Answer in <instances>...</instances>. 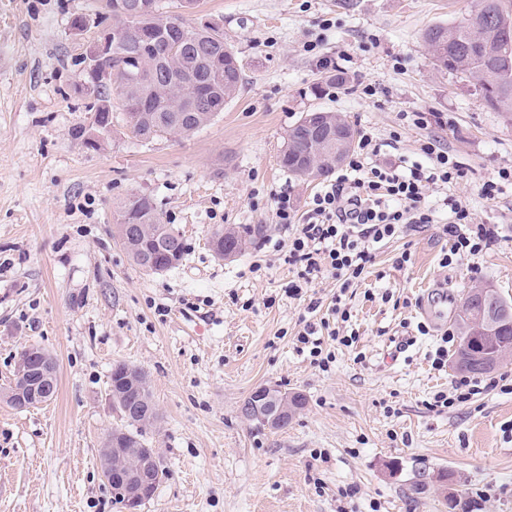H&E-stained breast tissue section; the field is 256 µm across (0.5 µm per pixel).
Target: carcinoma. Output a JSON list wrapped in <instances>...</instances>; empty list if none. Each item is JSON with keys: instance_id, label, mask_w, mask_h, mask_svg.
Masks as SVG:
<instances>
[{"instance_id": "obj_1", "label": "carcinoma", "mask_w": 512, "mask_h": 512, "mask_svg": "<svg viewBox=\"0 0 512 512\" xmlns=\"http://www.w3.org/2000/svg\"><path fill=\"white\" fill-rule=\"evenodd\" d=\"M139 0H100L98 17L79 15L72 25L101 26L107 17L117 20L124 34L117 44L98 54L95 73H107L112 83L95 89L86 111L97 124L112 125L114 100L132 123L131 132L145 140L165 135L189 136L206 126L224 105L237 95L243 71L234 49L224 42V30L215 26H192L180 15L160 12L158 0L147 13L135 9ZM483 25L476 29L469 16L450 24H437L423 34V42L435 66L450 74H461L479 92L484 104L512 122V0H481ZM357 132L340 116L330 112L319 117L311 110L288 132L279 155L280 166L300 179L324 176L336 169L328 163L327 151L343 148L348 157L355 148ZM116 226L151 224L153 228L136 238L120 236L136 264L141 256L154 254V264L165 272L184 256V243L169 225L162 224L152 199L131 195L115 212ZM261 225L221 229L212 233L210 243L222 258L236 255L254 237ZM491 313V335L496 343L512 348V322L502 319L494 303L476 308ZM461 336L456 350V367L474 373L493 368L497 361L484 359L486 340L468 338L467 322L459 318ZM143 370L119 363L112 368L111 382L117 410L135 407L156 419L151 392L126 388V379L137 378Z\"/></svg>"}]
</instances>
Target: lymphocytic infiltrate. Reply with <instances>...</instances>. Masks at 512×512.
Returning <instances> with one entry per match:
<instances>
[{
	"label": "lymphocytic infiltrate",
	"instance_id": "obj_1",
	"mask_svg": "<svg viewBox=\"0 0 512 512\" xmlns=\"http://www.w3.org/2000/svg\"><path fill=\"white\" fill-rule=\"evenodd\" d=\"M428 165L403 167L377 161L378 143L361 133L358 149L325 192L317 194L304 224L288 238V262L299 266V281L291 285L300 295L303 285L331 274L341 294L368 273L377 244L393 238L404 225L433 223L434 212L425 200L429 187L445 186L463 178L459 161L440 149L435 140L421 144ZM442 205L448 211V249L441 264L475 255L489 248L496 237L492 225L474 223L470 212L455 197ZM334 297L332 310L341 313L342 299Z\"/></svg>",
	"mask_w": 512,
	"mask_h": 512
}]
</instances>
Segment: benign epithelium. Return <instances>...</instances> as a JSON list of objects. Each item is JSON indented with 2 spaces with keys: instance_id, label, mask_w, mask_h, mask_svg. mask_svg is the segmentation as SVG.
I'll list each match as a JSON object with an SVG mask.
<instances>
[{
  "instance_id": "1",
  "label": "benign epithelium",
  "mask_w": 512,
  "mask_h": 512,
  "mask_svg": "<svg viewBox=\"0 0 512 512\" xmlns=\"http://www.w3.org/2000/svg\"><path fill=\"white\" fill-rule=\"evenodd\" d=\"M16 369L30 381L32 391L18 395V407L29 405L30 399H47L55 389L56 368L52 367L47 353L29 351L18 356ZM276 397L275 387L259 388V395L243 405V413L251 418H260L272 426L288 413L286 402L277 407L269 406L266 399ZM104 442L110 447L103 449L101 472L112 491L123 499L124 512H139L148 491L157 485L162 476L160 458L153 448H127L125 442L112 438L107 433Z\"/></svg>"
}]
</instances>
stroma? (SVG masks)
<instances>
[{"instance_id": "35a3bbf8", "label": "stroma", "mask_w": 512, "mask_h": 512, "mask_svg": "<svg viewBox=\"0 0 512 512\" xmlns=\"http://www.w3.org/2000/svg\"><path fill=\"white\" fill-rule=\"evenodd\" d=\"M479 3L198 0L193 22L221 27L238 51L239 93L188 138L141 139L114 112L111 138L90 150L71 135L86 117L85 41L71 21L98 0H0V512H122L100 466L106 433L123 424L109 396L119 363L145 371L158 412L142 439L164 477L141 512H448L442 471L467 512H512V392L433 404L458 375L433 358L468 292L488 286L512 301V185L492 201L478 193L512 169V124L437 70L422 41ZM325 57L346 86L326 87ZM368 84L374 95H363ZM312 109L371 133L381 161L425 163L420 145L434 138L465 171L428 190L436 224L377 250L346 297L345 323L328 309L336 279L295 298L297 268L272 247L290 233L277 195L289 193L301 224L334 181L279 165L288 131ZM405 112L431 118L419 128ZM133 194L182 237L176 267L153 274L129 257L113 215ZM448 194L499 237L444 268ZM241 224L264 233L215 256L212 232ZM323 321L357 337L349 348L327 341L336 358L326 369L296 342L305 323ZM31 345L53 356L57 392L17 409L4 393ZM264 385L303 396L287 428L243 416Z\"/></svg>"}]
</instances>
